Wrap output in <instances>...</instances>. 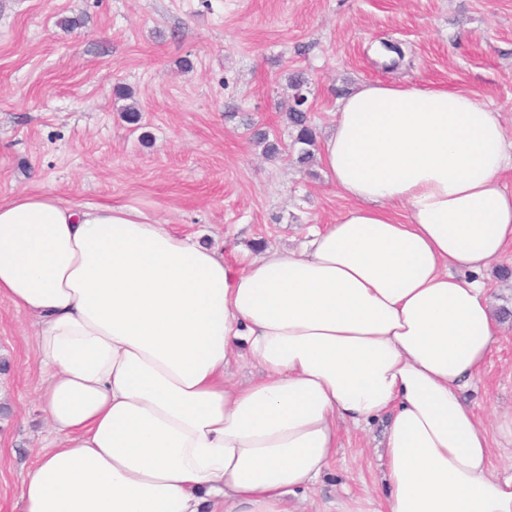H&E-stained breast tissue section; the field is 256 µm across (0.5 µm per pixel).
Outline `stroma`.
Segmentation results:
<instances>
[{"label": "stroma", "mask_w": 512, "mask_h": 512, "mask_svg": "<svg viewBox=\"0 0 512 512\" xmlns=\"http://www.w3.org/2000/svg\"><path fill=\"white\" fill-rule=\"evenodd\" d=\"M77 17L81 27H63ZM307 81L317 137L359 83L473 92L512 138V0H0V200L32 189L71 203H131L198 235L241 269L258 247L299 250L348 208L320 162L266 159L251 134L290 146V76ZM131 89L141 108L126 121ZM498 347L464 391L512 467V248L480 275ZM28 318L0 300V512H19L48 430ZM386 419L342 427L336 460L298 512H377Z\"/></svg>", "instance_id": "1"}]
</instances>
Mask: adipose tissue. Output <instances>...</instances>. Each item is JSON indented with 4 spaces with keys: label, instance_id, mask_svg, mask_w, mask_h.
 I'll use <instances>...</instances> for the list:
<instances>
[{
    "label": "adipose tissue",
    "instance_id": "ef3b65f1",
    "mask_svg": "<svg viewBox=\"0 0 512 512\" xmlns=\"http://www.w3.org/2000/svg\"><path fill=\"white\" fill-rule=\"evenodd\" d=\"M319 159L346 213L240 270L133 205L0 202L51 424L20 512H296L342 423L384 414L385 512H512L462 397L499 340L479 275L512 248L500 112L364 82ZM241 353L263 375L229 383Z\"/></svg>",
    "mask_w": 512,
    "mask_h": 512
}]
</instances>
